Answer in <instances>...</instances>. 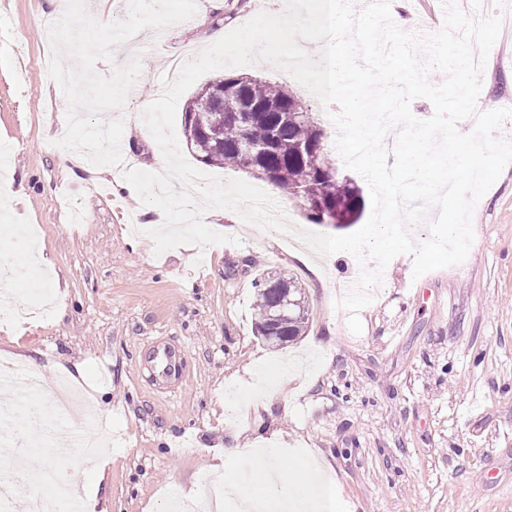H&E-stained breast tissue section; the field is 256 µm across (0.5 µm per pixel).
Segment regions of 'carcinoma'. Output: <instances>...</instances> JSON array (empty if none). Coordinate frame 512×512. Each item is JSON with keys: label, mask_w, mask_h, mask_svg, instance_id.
I'll list each match as a JSON object with an SVG mask.
<instances>
[{"label": "carcinoma", "mask_w": 512, "mask_h": 512, "mask_svg": "<svg viewBox=\"0 0 512 512\" xmlns=\"http://www.w3.org/2000/svg\"><path fill=\"white\" fill-rule=\"evenodd\" d=\"M221 85L210 81L188 101L185 109L184 138L201 161L213 166L243 168L241 153L248 143L263 149L257 167L266 180L305 202L307 217L315 224L348 227L362 216L365 199L356 182L336 177L329 162L323 130L311 112L291 90L276 82L222 75ZM258 111L247 120H224L244 104ZM257 289L256 333H261L277 304V289L305 299L296 281L284 274H264L255 281ZM310 307L289 315L279 324V334L293 342L305 333Z\"/></svg>", "instance_id": "carcinoma-1"}]
</instances>
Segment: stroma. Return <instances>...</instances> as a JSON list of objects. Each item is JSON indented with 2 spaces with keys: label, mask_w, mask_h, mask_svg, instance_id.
<instances>
[{
  "label": "stroma",
  "mask_w": 512,
  "mask_h": 512,
  "mask_svg": "<svg viewBox=\"0 0 512 512\" xmlns=\"http://www.w3.org/2000/svg\"><path fill=\"white\" fill-rule=\"evenodd\" d=\"M54 0H0V180L19 197L12 224L39 227L53 275L55 307L19 324L7 309L28 304L25 288L0 298V361L38 366L46 387L72 380L70 433L106 420V465L78 450L0 452V470L70 473L103 512H167L170 488L204 489L215 466L251 468L233 512H248L261 483L251 450L281 449L287 495H316L321 473H336L332 497L350 512H512V165L477 204L475 240L460 264L413 278L403 254L360 312L353 334L333 302L356 273L347 252L318 256L300 232L335 234L282 198L291 230L265 231L240 217L205 215L240 245L184 244L155 254L145 225L152 207L126 195L117 166L71 170L57 141L66 98L48 75L49 34L40 25ZM286 0H197L195 15L118 45L113 61L139 60L140 76L122 108L123 156L137 169L166 165L148 129L132 118L162 91L166 64L189 60L259 12L282 14ZM243 76L294 88L326 133L334 125L319 100L287 72L261 64ZM482 110L512 108V10L487 59ZM297 278L308 298L307 330L275 350L254 330L255 288L263 272ZM240 450L225 459L228 447Z\"/></svg>",
  "instance_id": "35a3bbf8"
}]
</instances>
